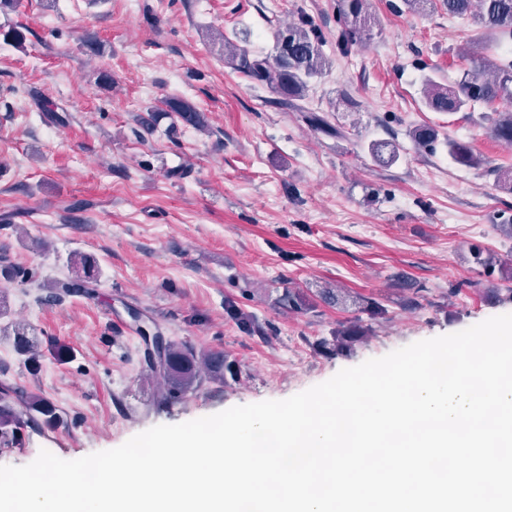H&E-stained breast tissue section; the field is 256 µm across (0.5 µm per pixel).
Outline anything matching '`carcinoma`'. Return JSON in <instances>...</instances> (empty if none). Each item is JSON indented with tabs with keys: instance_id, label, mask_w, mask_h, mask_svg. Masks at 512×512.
Wrapping results in <instances>:
<instances>
[{
	"instance_id": "carcinoma-1",
	"label": "carcinoma",
	"mask_w": 512,
	"mask_h": 512,
	"mask_svg": "<svg viewBox=\"0 0 512 512\" xmlns=\"http://www.w3.org/2000/svg\"><path fill=\"white\" fill-rule=\"evenodd\" d=\"M372 0H336V52L346 57L354 45L363 41L372 27L370 5ZM400 14L404 11L421 12L429 7L439 8L460 19L471 18L481 29L482 51L467 57L469 67L460 79L447 85L433 76L424 80L423 105L430 112L456 113L477 108L485 109L483 118L488 121L490 136L506 147H512V111L500 112L495 107L499 101L512 105V0H400L389 4ZM275 53L258 55L240 47L229 38H223L224 55L235 70L249 80L266 86L276 95L275 103L301 113V118L311 128L329 136H342V131L332 125L327 115L302 105L311 88V82L322 76L329 67V58L323 52L326 43L322 30L302 13L298 21L274 31ZM172 116L183 127L196 130L206 128L203 113L191 101L170 97L165 108L157 109L141 119L148 130L156 127L162 118ZM408 137L419 151L434 153L443 141L448 156L454 163L467 168L486 164L470 143L443 138L439 129L429 123L411 127ZM373 157L380 163H393L399 157L395 141L380 140L371 146ZM83 277L71 284L73 288H87L96 281L95 265L89 259L82 261ZM278 303L292 311L303 310L309 304L300 293L286 288ZM226 313L245 332L254 330V320L241 312L235 303H226ZM365 329L355 323L337 331L336 350L342 351L364 337ZM15 350L27 356L30 362L37 355L25 329L14 332ZM149 369L162 380L164 390L157 405L166 406L174 400L197 391L204 382L222 383L225 372H233V364L221 351H198L187 344L169 342L163 348L158 362L147 361ZM60 418L58 409L51 402L38 396L13 398L9 391L0 390V447L14 444L22 427L28 425H54Z\"/></svg>"
}]
</instances>
